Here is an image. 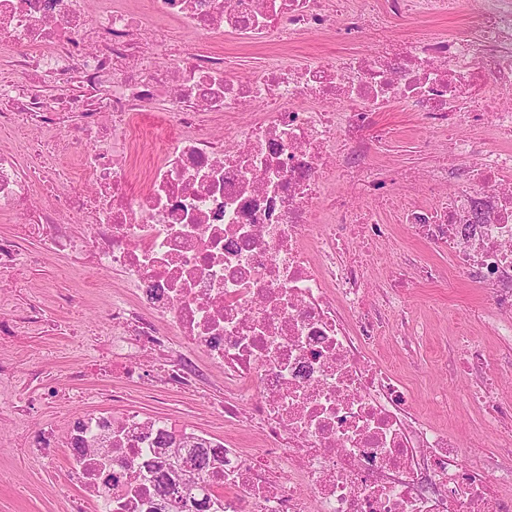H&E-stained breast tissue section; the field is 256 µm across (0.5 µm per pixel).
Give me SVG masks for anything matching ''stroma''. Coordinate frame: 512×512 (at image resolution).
I'll return each mask as SVG.
<instances>
[{
	"instance_id": "35a3bbf8",
	"label": "stroma",
	"mask_w": 512,
	"mask_h": 512,
	"mask_svg": "<svg viewBox=\"0 0 512 512\" xmlns=\"http://www.w3.org/2000/svg\"><path fill=\"white\" fill-rule=\"evenodd\" d=\"M344 44L321 35H311L290 46L266 49H241L225 44L234 58L236 74H246L253 66L278 56L297 63L320 51H344ZM382 124L394 130V137L382 158L420 168L428 158L416 149L424 136L415 113L404 106H392L381 113ZM38 254V261H22L18 271L0 286V311L12 313L37 304L44 312V324L0 343V358L14 363L13 383L0 384V512H64L62 487L66 471L62 461L45 466L33 460L27 440L44 426L64 429L70 421L98 410L93 394L104 386L121 385L118 378L91 375L90 368L109 353L110 337L104 336L107 310L112 293L118 288L117 275L106 270H88L81 278L64 274L62 261L54 255H39L37 244L27 247ZM413 251L428 264L437 266L440 277L406 284L407 315L421 322L425 332L416 343L415 365L402 366L404 382L413 395L417 413L434 424L449 429L462 443L459 462L462 468L479 461L496 459L497 433L486 425L480 410L467 395L474 380L449 376L443 360L461 351L457 342L460 325H467L471 341L490 354L491 371L500 372L498 363L512 357V345H502L497 336L472 314L473 308L489 307L488 295L461 276L448 275L447 257L436 254L423 242L398 233L387 249L388 260ZM197 395L172 391H150L124 387L123 407L136 408L151 415L192 423L212 436L236 441L238 447L254 448L258 435L249 433L245 423L225 424L214 416L207 399L219 374L211 372L203 360H196ZM503 393L512 400V374L500 372ZM65 384L78 391L68 403L55 398V385ZM122 386V385H121ZM447 392L446 403H436L439 392Z\"/></svg>"
}]
</instances>
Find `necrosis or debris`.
Masks as SVG:
<instances>
[{"mask_svg":"<svg viewBox=\"0 0 512 512\" xmlns=\"http://www.w3.org/2000/svg\"><path fill=\"white\" fill-rule=\"evenodd\" d=\"M0 0V131L24 153L0 151V276L38 239L76 276H120L112 359L128 383L193 391L189 355L224 375L225 421L250 407L263 440L225 442L202 479L225 488L217 512H512V405L486 379L473 400L498 428L501 464L462 468L460 443L416 414L396 367L372 350L405 303L373 299L370 268L393 211L406 232L447 254L452 271L486 288L485 322L512 344V0H389L396 17L463 18L447 36L377 33L373 0H149L148 13L101 0ZM191 33L172 39L159 23ZM337 31L367 53L273 61L233 75L213 44H292ZM65 76L67 90L34 93ZM400 104L427 132L421 175L375 167L390 138L380 112ZM155 110L156 155L137 150L140 115ZM251 108L243 119L242 108ZM342 188L332 195L331 186ZM84 225L74 233L72 225ZM131 347L163 356L152 377ZM103 408L81 417L66 447V512H153V448L196 427ZM112 435L108 448L93 437Z\"/></svg>","mask_w":512,"mask_h":512,"instance_id":"necrosis-or-debris-1","label":"necrosis or debris"}]
</instances>
